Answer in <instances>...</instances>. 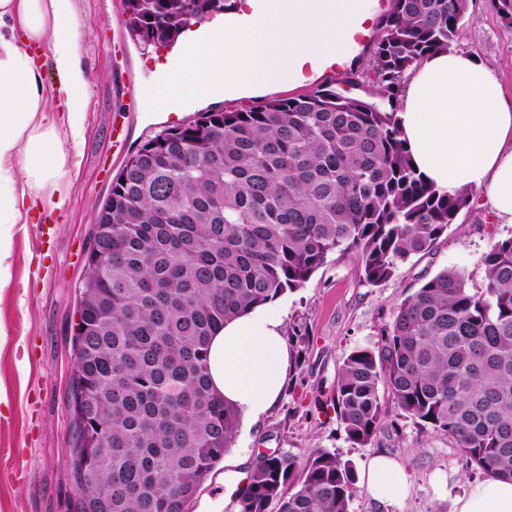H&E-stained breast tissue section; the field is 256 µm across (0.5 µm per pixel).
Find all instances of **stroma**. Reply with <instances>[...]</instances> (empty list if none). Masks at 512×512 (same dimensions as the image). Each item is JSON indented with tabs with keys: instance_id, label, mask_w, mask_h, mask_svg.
I'll return each mask as SVG.
<instances>
[{
	"instance_id": "1",
	"label": "stroma",
	"mask_w": 512,
	"mask_h": 512,
	"mask_svg": "<svg viewBox=\"0 0 512 512\" xmlns=\"http://www.w3.org/2000/svg\"><path fill=\"white\" fill-rule=\"evenodd\" d=\"M83 28L81 55L90 92L83 137L71 151L65 213H43L12 229L10 278L0 286V512H70L75 496L70 407L76 295L97 214L113 178L146 141L197 113L250 106L262 94L208 99L148 112L144 93L165 76L179 49L147 48L126 29L122 0H75ZM498 78L512 99V28L489 0H470L459 39ZM512 234L473 194L447 235L412 257L390 280L365 281L357 259L330 254L300 288L273 303L283 321L289 366L281 396L258 420L240 424L235 443L200 487L188 512H237L262 454L299 458L336 452L363 467L376 453L397 458L410 485L400 507H384L356 490L349 512H451L468 481L481 478L446 437L423 430L384 396L386 422L365 446L351 443L333 407L339 370L359 347L376 346L395 308L439 271L462 272L471 290L484 283L483 256Z\"/></svg>"
}]
</instances>
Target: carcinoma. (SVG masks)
<instances>
[{
  "mask_svg": "<svg viewBox=\"0 0 512 512\" xmlns=\"http://www.w3.org/2000/svg\"><path fill=\"white\" fill-rule=\"evenodd\" d=\"M223 0H126L147 44ZM469 0H392L367 63L376 94L327 84L247 108L203 112L145 142L112 182L78 288L72 339V512H187L236 437L240 415L211 387L208 350L224 322L299 288L332 252L370 284L429 252L470 203L412 164L397 107L406 72L458 45ZM483 287L444 269L393 311L374 348L353 350L334 408L365 446L384 387L468 464L512 479V236L483 257ZM354 465L326 448L263 455L238 512H348Z\"/></svg>",
  "mask_w": 512,
  "mask_h": 512,
  "instance_id": "cac0c4a2",
  "label": "carcinoma"
}]
</instances>
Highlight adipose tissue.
Wrapping results in <instances>:
<instances>
[{
  "mask_svg": "<svg viewBox=\"0 0 512 512\" xmlns=\"http://www.w3.org/2000/svg\"><path fill=\"white\" fill-rule=\"evenodd\" d=\"M74 0H0V284L8 281L10 229L32 208L63 211L70 148L84 130L89 80L78 55ZM52 60L60 77L45 88ZM417 170L446 192H483L496 223L512 224V101L474 53L438 52L409 70L398 113ZM288 348L271 306L225 322L209 347L213 386L244 421L272 407L284 384ZM360 484L382 504L400 503L408 475L385 454L367 462ZM453 512H512V482L470 483Z\"/></svg>",
  "mask_w": 512,
  "mask_h": 512,
  "instance_id": "adipose-tissue-1",
  "label": "adipose tissue"
}]
</instances>
